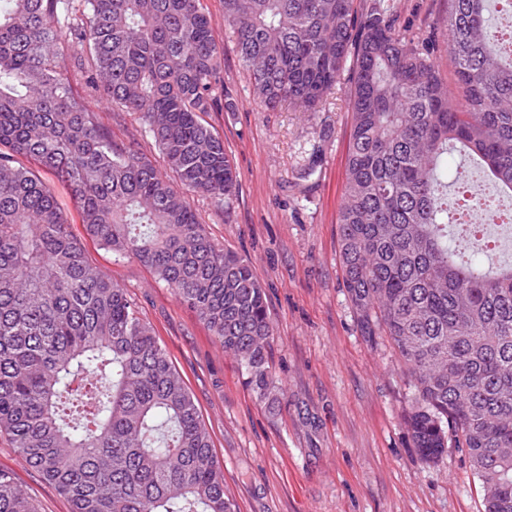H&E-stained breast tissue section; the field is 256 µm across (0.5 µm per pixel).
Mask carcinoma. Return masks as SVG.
<instances>
[{
    "label": "carcinoma",
    "instance_id": "cac0c4a2",
    "mask_svg": "<svg viewBox=\"0 0 512 512\" xmlns=\"http://www.w3.org/2000/svg\"><path fill=\"white\" fill-rule=\"evenodd\" d=\"M224 0L261 105L314 109L356 56L338 250L362 334L407 367L413 447L467 450L485 512H512V264L476 257L465 154L512 194V55L488 0H448L457 90L378 3ZM139 112L173 178L120 145L74 96ZM224 52L202 0H0V432L72 512H235L189 388L127 295L87 260L51 188L68 183L90 235L150 268L275 392L273 326L252 265L215 243L181 183L228 204L238 175L204 115ZM0 512H36L0 469Z\"/></svg>",
    "mask_w": 512,
    "mask_h": 512
}]
</instances>
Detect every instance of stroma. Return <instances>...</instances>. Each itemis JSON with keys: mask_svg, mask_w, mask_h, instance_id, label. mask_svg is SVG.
Returning a JSON list of instances; mask_svg holds the SVG:
<instances>
[{"mask_svg": "<svg viewBox=\"0 0 512 512\" xmlns=\"http://www.w3.org/2000/svg\"><path fill=\"white\" fill-rule=\"evenodd\" d=\"M385 3L397 28L452 79L448 0ZM203 6L224 52V94L206 120L224 140L238 187L222 207L195 192L188 198L211 238L251 263L266 294L278 401L257 398L237 358L149 268L134 259L115 261L86 233L64 182L44 169L39 177L54 191L88 261L126 289L183 376L237 512H484L466 449L452 444L435 461L419 458L404 422L414 397L407 371L388 337L361 336L344 286L338 215L355 58L315 111L265 108L224 27L223 0ZM111 129L114 141L138 139L164 169L138 114H113ZM0 469L13 473L38 512H71L4 436Z\"/></svg>", "mask_w": 512, "mask_h": 512, "instance_id": "obj_1", "label": "stroma"}]
</instances>
